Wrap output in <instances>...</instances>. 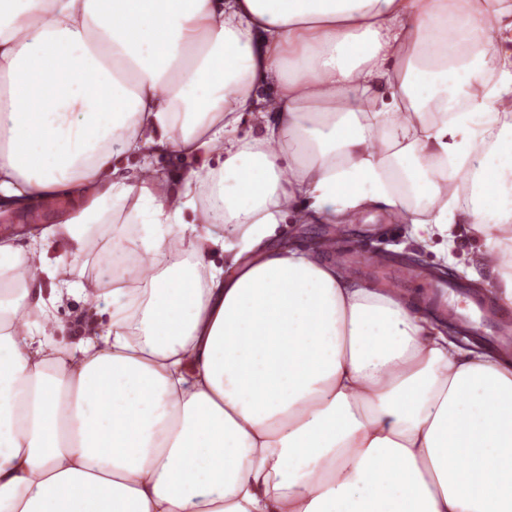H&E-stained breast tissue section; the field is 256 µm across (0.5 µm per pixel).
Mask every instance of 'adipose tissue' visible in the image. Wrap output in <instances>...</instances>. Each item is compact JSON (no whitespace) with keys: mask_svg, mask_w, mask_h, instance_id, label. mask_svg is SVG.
Masks as SVG:
<instances>
[{"mask_svg":"<svg viewBox=\"0 0 512 512\" xmlns=\"http://www.w3.org/2000/svg\"><path fill=\"white\" fill-rule=\"evenodd\" d=\"M508 33L512 0H0V197L71 202L0 242V512H512V361L278 244L291 214L384 207L471 224L495 267ZM218 149L178 191L153 166ZM100 226L119 283L63 272L103 318L64 345L35 261ZM173 237L190 264L165 265Z\"/></svg>","mask_w":512,"mask_h":512,"instance_id":"obj_1","label":"adipose tissue"}]
</instances>
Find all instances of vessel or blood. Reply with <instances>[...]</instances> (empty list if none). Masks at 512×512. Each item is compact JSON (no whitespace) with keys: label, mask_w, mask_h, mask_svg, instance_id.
<instances>
[{"label":"vessel or blood","mask_w":512,"mask_h":512,"mask_svg":"<svg viewBox=\"0 0 512 512\" xmlns=\"http://www.w3.org/2000/svg\"><path fill=\"white\" fill-rule=\"evenodd\" d=\"M433 297L450 317L476 334L491 337L502 347L512 346V309L493 303L487 298L462 292L455 284L434 289Z\"/></svg>","instance_id":"vessel-or-blood-1"}]
</instances>
